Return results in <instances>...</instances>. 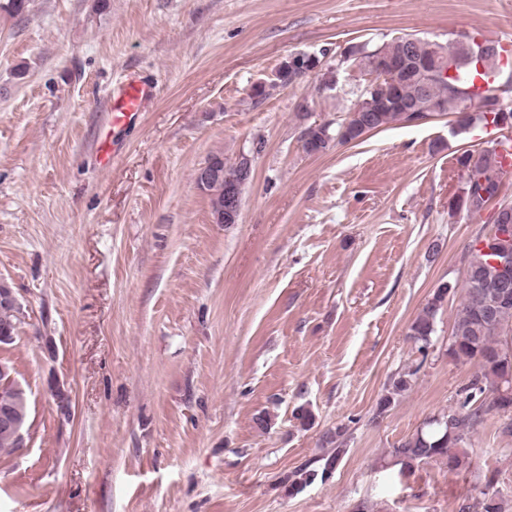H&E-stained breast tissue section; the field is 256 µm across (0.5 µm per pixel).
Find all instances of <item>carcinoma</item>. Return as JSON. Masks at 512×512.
Here are the masks:
<instances>
[{"label":"carcinoma","instance_id":"obj_1","mask_svg":"<svg viewBox=\"0 0 512 512\" xmlns=\"http://www.w3.org/2000/svg\"><path fill=\"white\" fill-rule=\"evenodd\" d=\"M405 38L412 40L414 69L396 85L384 82L372 91L360 90L356 105L361 107V111L347 122L336 123V130L315 123L305 124L301 137L308 153L326 149L333 139L339 143L358 141L365 135L367 125L380 130L395 122H407L406 114L395 110L398 104L405 102L416 103L420 111L427 114L438 107L458 115L457 129L460 132L476 123L485 127L501 122L512 125V108L501 104L496 96L498 88L493 86L479 93L473 84L477 77L497 73L503 53L500 44L488 42L489 55L494 62L480 71L474 63L460 67L465 54L461 41H473L474 37L470 35L460 34L446 44L409 34ZM397 48L398 44L393 39L372 48L355 45L351 47V53L371 63L380 56L397 52ZM444 65L457 68L458 75L438 78L437 71ZM479 96L491 100L487 109L474 116L458 113L464 99ZM500 155L501 152L492 144L477 152L467 150L458 157L459 165L467 173L462 194L471 200L467 212L473 217L481 216L487 204L480 191L494 195L507 177L499 161ZM208 161L223 170V176L204 189L210 197L211 213L215 215L224 208V184L238 180L241 172L237 162H224L222 154H213ZM464 260L467 267L464 300L456 315L448 344V358L455 362L473 361L478 371L461 390L457 408L426 421L414 435L391 448L388 452L390 465L409 469L430 460H442L451 471L468 470L471 458L463 448L466 435L483 415L493 411L506 413L512 409V392H499L500 386L508 384L512 378V295L505 296L503 289L497 287L499 273L482 249L469 245ZM451 289L452 285L448 283L440 286L411 324V339L421 353L431 345L438 313ZM417 372L416 368L409 370L392 381L388 395L377 406L376 417L384 415L392 396L411 387L412 377ZM343 436L344 430L340 427L325 434L324 442L334 444L336 448L323 458V469L333 467L344 453L341 448ZM476 508L479 512H506V503L497 495L486 492Z\"/></svg>","mask_w":512,"mask_h":512}]
</instances>
